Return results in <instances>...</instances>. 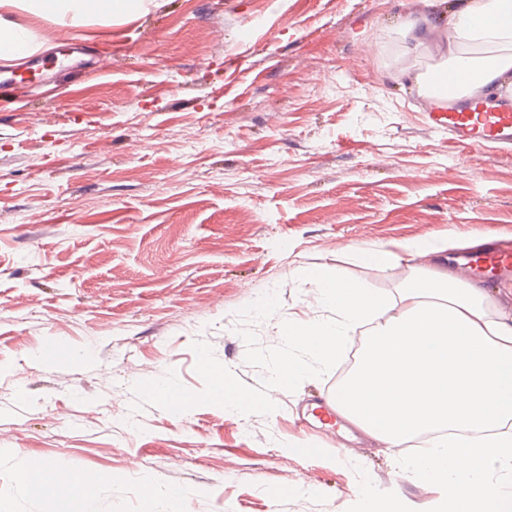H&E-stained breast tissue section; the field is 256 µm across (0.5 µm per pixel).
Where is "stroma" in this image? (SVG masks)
Instances as JSON below:
<instances>
[{
  "instance_id": "35a3bbf8",
  "label": "stroma",
  "mask_w": 512,
  "mask_h": 512,
  "mask_svg": "<svg viewBox=\"0 0 512 512\" xmlns=\"http://www.w3.org/2000/svg\"><path fill=\"white\" fill-rule=\"evenodd\" d=\"M423 9L155 0L107 35L34 21L50 49L0 63L10 512H71L67 491L24 495L18 475L37 462L106 476L96 512H440L447 488L405 466L423 447L366 440L342 455L296 427L338 371L296 348L306 371L272 386L286 341L258 311L271 298L295 320L327 316L302 276L324 265L396 297L399 271L363 265L358 247L512 239V151L431 129L400 74L395 23ZM50 342L71 359L42 361ZM212 366L271 405L205 400ZM149 378L201 402L175 415L144 395Z\"/></svg>"
}]
</instances>
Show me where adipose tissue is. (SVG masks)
Listing matches in <instances>:
<instances>
[{
    "label": "adipose tissue",
    "mask_w": 512,
    "mask_h": 512,
    "mask_svg": "<svg viewBox=\"0 0 512 512\" xmlns=\"http://www.w3.org/2000/svg\"><path fill=\"white\" fill-rule=\"evenodd\" d=\"M145 0H0V60L22 62L48 49V35L36 34L19 21V13L53 24L80 27L92 22L135 16ZM397 28L408 51L435 44L440 62L413 73L403 64L422 97L448 83L450 97L485 90L512 93V0H452L440 8L429 0L426 10L401 18ZM357 259L384 270L407 267L398 297L388 300L342 279L335 267L305 272L319 304L332 320L294 324L278 319L289 343L333 364L351 342L355 329L369 325V337L353 370L341 381L336 397L342 416L389 448L426 435L425 459L412 471L437 479L462 496L466 512H512V491H497L494 471L512 473V313L493 311L486 289L429 265H403L384 248H359ZM210 399L247 413L268 405L237 387L224 367L209 370ZM482 418H472L474 407ZM466 456L469 479L455 470ZM71 472L38 463L21 476L26 496L52 499L69 485Z\"/></svg>",
    "instance_id": "obj_1"
}]
</instances>
